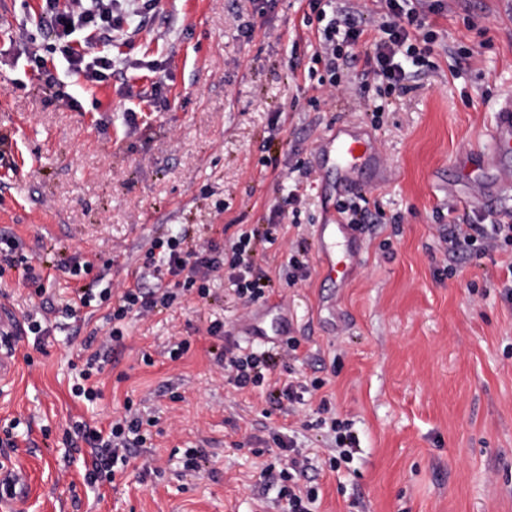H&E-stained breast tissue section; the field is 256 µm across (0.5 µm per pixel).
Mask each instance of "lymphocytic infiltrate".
<instances>
[{
    "mask_svg": "<svg viewBox=\"0 0 512 512\" xmlns=\"http://www.w3.org/2000/svg\"><path fill=\"white\" fill-rule=\"evenodd\" d=\"M305 25L321 23V39L312 56L309 77L329 93L339 91L343 71L350 66L360 69L363 85L379 82L387 90L405 89L410 79L406 63H424L432 52L434 35L431 18L444 10V0H385L386 11L381 23L373 29L356 21L353 13L328 15L331 0H306ZM152 0H41L29 9V23L19 30L20 55L24 64L37 71L52 89L60 106L77 107V100L67 91V78L78 77L97 85L128 70L148 69L157 72V64L114 58L110 52L116 34L122 33L130 21L145 23L152 11ZM97 53H90V46ZM283 224L269 225L263 235L254 230H240L224 243L206 240L189 244L185 235L168 233L152 239L134 281L112 289L105 282L110 264L72 259L67 267L71 278L78 280L63 312L67 315L92 308H107L106 319L111 326L101 345L85 341L83 367L79 383L71 392L92 401L100 396L91 387V378L102 376L113 344L124 338L127 319L146 317L157 308L171 307L186 292L196 291L198 297L209 294V281L215 273L225 272L239 297L253 302L263 297V282L268 274L258 266L253 253L257 246L276 244ZM446 250L453 258L488 254L499 242L512 241V223L499 219L490 225L477 224L462 217L448 224L442 236ZM20 269L23 281L34 287L35 296H43L46 280L52 279L50 269L35 270L27 263L22 241L12 233L0 235V275L9 269ZM92 285H85L84 277ZM299 343L288 339L280 354L260 350L224 349L218 363L225 376L237 389L257 387L266 374L274 372L278 358L296 357ZM143 419L127 414L110 421L108 427L75 423L74 434L87 446L91 465L86 471L88 484H96L104 476L114 475L116 464H128L146 439L142 433ZM278 451L275 460L283 482L281 498L286 512H312L319 498L317 487L305 485L304 478L312 460L298 448L294 439L273 434Z\"/></svg>",
    "mask_w": 512,
    "mask_h": 512,
    "instance_id": "f902f5d3",
    "label": "lymphocytic infiltrate"
}]
</instances>
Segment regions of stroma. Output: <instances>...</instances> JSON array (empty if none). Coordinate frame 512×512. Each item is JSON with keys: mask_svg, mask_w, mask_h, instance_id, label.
<instances>
[{"mask_svg": "<svg viewBox=\"0 0 512 512\" xmlns=\"http://www.w3.org/2000/svg\"><path fill=\"white\" fill-rule=\"evenodd\" d=\"M302 17L300 0H157L152 23L112 54L158 63L160 97L139 99L148 80L131 70L101 85L69 80L73 110L15 66L19 46L0 32V230L22 239L33 266L107 261L118 286L156 235L262 231L289 190L303 196L299 224L255 257L270 276L264 300L243 303L219 275L206 298L132 319L94 402L71 385L86 337L108 334L104 311L58 316L39 349L19 336L16 370L0 383V459L21 471L28 512H276L279 486L253 450L281 428L297 430L313 460L315 512H512V302L500 296L512 246L437 273L449 219L486 214L470 196L494 172L460 159L512 94V7L447 0L429 65L412 67L409 90L372 96L378 116L358 110L359 81L318 93L307 77L318 34ZM341 121L373 131L385 160L366 175L380 215L344 287L318 267L315 227L333 202L311 163ZM295 249L309 275L290 286ZM267 300L288 305L296 372L324 382L295 407L268 401L284 368L240 391L213 357L244 344L241 324ZM216 319L220 339L207 333ZM183 338L189 351L171 360ZM324 396L358 439L335 471L314 426ZM129 402L157 418L151 438L114 481L89 487L90 459L67 430L107 425ZM189 448L205 453L200 471L183 467Z\"/></svg>", "mask_w": 512, "mask_h": 512, "instance_id": "stroma-1", "label": "stroma"}]
</instances>
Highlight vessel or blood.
<instances>
[{
  "label": "vessel or blood",
  "instance_id": "1",
  "mask_svg": "<svg viewBox=\"0 0 512 512\" xmlns=\"http://www.w3.org/2000/svg\"><path fill=\"white\" fill-rule=\"evenodd\" d=\"M469 154L493 168V184H478L473 195L474 204L485 203L491 191L512 192V167L505 162L512 155V96L504 99L497 111L496 120L483 141L473 144ZM313 159L322 161L340 175L339 191L354 193L361 185L354 175L370 162H379L374 137L359 131L355 126L337 124L316 143ZM319 245L320 269L324 278L347 282L359 264L361 246L353 225L345 223L341 215H333L316 232ZM278 314L273 330L260 326L257 319H250L244 333L250 339L266 340L269 332H285L288 328V308L280 301L272 302ZM21 329L19 318L10 311L0 310V380L9 376L15 366L14 340Z\"/></svg>",
  "mask_w": 512,
  "mask_h": 512
}]
</instances>
